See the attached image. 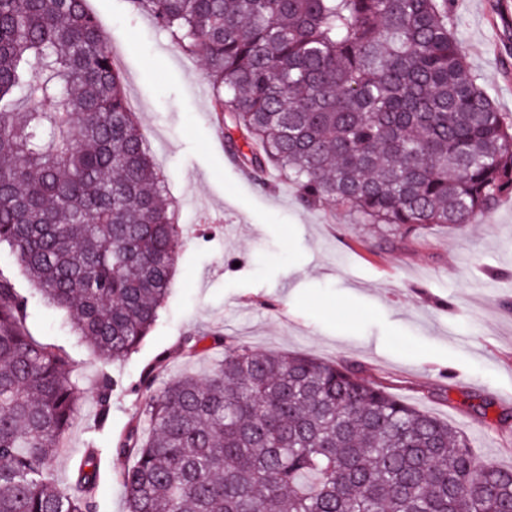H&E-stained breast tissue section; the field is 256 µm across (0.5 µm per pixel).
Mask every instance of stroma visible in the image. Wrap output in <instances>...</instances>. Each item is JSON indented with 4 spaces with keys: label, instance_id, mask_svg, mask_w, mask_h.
<instances>
[{
    "label": "stroma",
    "instance_id": "35a3bbf8",
    "mask_svg": "<svg viewBox=\"0 0 512 512\" xmlns=\"http://www.w3.org/2000/svg\"><path fill=\"white\" fill-rule=\"evenodd\" d=\"M103 27L128 104L171 199L182 200L179 256L159 318L108 370L121 382L107 423L92 400L100 374L66 313L33 293L8 248L0 270L27 295L34 340L62 350L78 412L53 472L68 484L87 445L99 450L97 512H124L116 435L145 367L186 369L183 337L220 332L257 352L343 362L466 435L512 469V197L473 224L400 237L333 201L308 208L277 172L265 185L224 149L201 60L177 47L133 0H87ZM462 52L497 108L512 114V0H452Z\"/></svg>",
    "mask_w": 512,
    "mask_h": 512
}]
</instances>
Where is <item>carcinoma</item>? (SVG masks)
I'll list each match as a JSON object with an SVG mask.
<instances>
[{"mask_svg": "<svg viewBox=\"0 0 512 512\" xmlns=\"http://www.w3.org/2000/svg\"><path fill=\"white\" fill-rule=\"evenodd\" d=\"M200 57L227 152L402 234L512 195V115L459 47L448 0H133ZM56 104L46 112L42 104ZM178 225L86 0H0V246L97 361L132 353L172 288ZM0 273V512H96L99 450L52 463L77 413L61 351ZM206 375L156 387L113 442L126 512H508L512 469L433 415L301 354L186 336ZM118 380L101 372L100 418Z\"/></svg>", "mask_w": 512, "mask_h": 512, "instance_id": "carcinoma-1", "label": "carcinoma"}]
</instances>
